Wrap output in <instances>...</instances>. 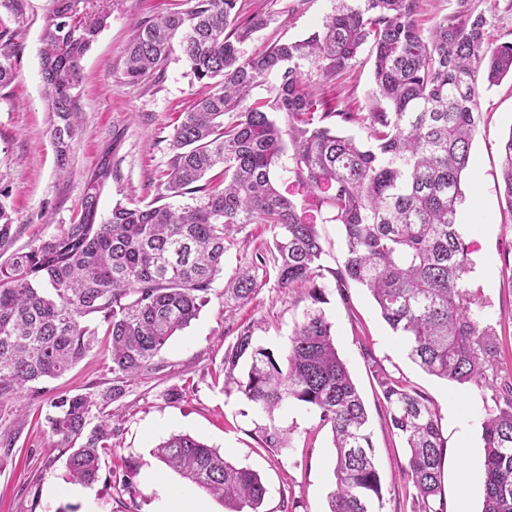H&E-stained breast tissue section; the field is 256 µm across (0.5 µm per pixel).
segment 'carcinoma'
Instances as JSON below:
<instances>
[{
	"mask_svg": "<svg viewBox=\"0 0 512 512\" xmlns=\"http://www.w3.org/2000/svg\"><path fill=\"white\" fill-rule=\"evenodd\" d=\"M41 57L44 97L56 117L51 135L60 165L75 138L73 90L80 62L107 26L109 14L81 16L78 0H54ZM418 0H336V9L308 37L278 42L249 58L238 45L264 25L238 22L237 0H196L193 9L141 23L126 53L131 81L159 69L180 50L193 77L211 90L183 112L169 136L163 191L150 203L117 205L97 221L104 162L83 192L80 211L28 250H11L13 219L0 202V399L61 376L94 349L105 348L119 381L152 368L167 342L208 301L237 224H270L278 283L310 288L325 254L317 225L298 213L273 171L288 155L290 172L310 193V206L340 226L345 257L336 288L365 287L381 317L407 343L424 372L450 383L486 386L482 422L484 497L481 512H512V372L486 378L501 356L496 330L483 317V297L469 281L472 261L459 233L461 182L479 118L478 72L492 87L512 76V43L486 47V18L460 9L428 32L415 23ZM24 22L25 0L0 4ZM15 31L0 22V86L16 77ZM369 46L373 85L366 112L331 111L314 79L351 71ZM274 74L266 98L251 91ZM273 112L287 120L277 123ZM362 124L373 144L325 125ZM502 187L512 212V128L501 144ZM213 176H208V173ZM189 197L174 207L167 197ZM258 283L245 274L240 298ZM250 361L243 377L234 371ZM369 368L392 432L403 442L400 465L412 488L410 512H446L442 467L446 441L433 401L372 353ZM225 377L252 406L273 417L290 401L319 413L332 432L336 489L328 512L383 507L368 414L331 335L314 306L305 311L281 356L245 332L224 354ZM47 417L78 483L95 481L101 454L112 449V414L91 394L60 395ZM97 423H92V420ZM267 448H287L290 430H261ZM154 455L194 485L220 496L230 512H262L266 488L257 473L227 461L189 434H171Z\"/></svg>",
	"mask_w": 512,
	"mask_h": 512,
	"instance_id": "carcinoma-1",
	"label": "carcinoma"
}]
</instances>
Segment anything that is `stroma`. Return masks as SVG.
I'll return each mask as SVG.
<instances>
[{"label":"stroma","instance_id":"1","mask_svg":"<svg viewBox=\"0 0 512 512\" xmlns=\"http://www.w3.org/2000/svg\"><path fill=\"white\" fill-rule=\"evenodd\" d=\"M192 6V0H80L83 11H104L109 19L81 61L76 141L61 170L50 135L55 116L44 100L41 73L43 34L53 0H26L25 21L15 38L18 76L0 88V200L14 218L15 248L37 245L59 225L73 222L83 190L102 162H109L111 175L100 190L99 219L108 218L116 204H145L157 195L175 122L205 87L193 78L178 50L156 72L130 81L123 74L125 50L141 22ZM335 6L336 0H238L241 21H265L242 44V55L308 37ZM470 6L485 16L490 45L512 42V0H470ZM372 81V68L363 62L346 77L321 82L320 90L330 107L364 112ZM479 112L463 183L461 232L473 261L472 282L486 302L484 314L497 331L502 356L512 361V213L502 196L500 152L512 131L511 78L481 88ZM313 221L325 247L326 273L317 281L321 309L368 412L383 512H409L410 501L400 475L405 452L388 429L366 362L370 354L439 409L447 441L442 472L447 512H457L463 500L469 512H481V389L426 374L409 359L365 288L353 283L338 291L332 272L344 261L340 229L319 214ZM274 235L264 224L239 225L236 243L225 253L224 268L197 319L168 342L151 369L123 383L110 401L108 409L117 415L112 451L102 457L92 484L98 512H155L159 495L142 483L141 473L159 466L154 447L172 433L190 434L236 465L257 472L267 488L265 512H326L335 488V450L331 431L321 425L317 411L289 402L273 421L290 429L291 445L266 448L261 430L271 420L224 382V353L240 333L251 331L258 345L284 353L312 303L308 289L279 285ZM245 273L255 276L258 286L249 298L240 299L232 287ZM109 366L104 352L93 350L60 377L0 404V436L13 444L9 454L0 453V512H80L79 505L47 495L50 483L68 480L69 474L67 456L57 449L46 417L57 394L97 396L112 388ZM173 391L178 399H170ZM463 446L470 464L466 490L453 465Z\"/></svg>","mask_w":512,"mask_h":512}]
</instances>
